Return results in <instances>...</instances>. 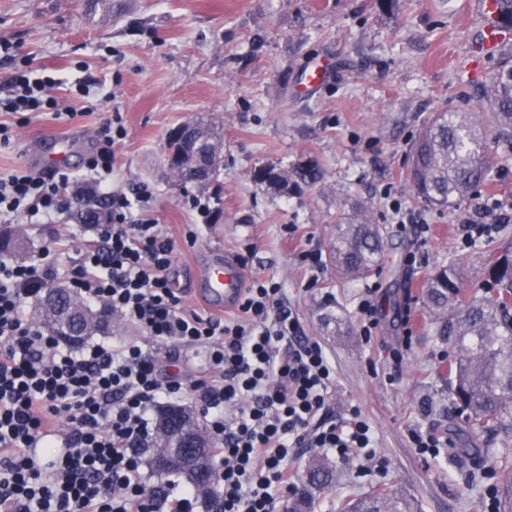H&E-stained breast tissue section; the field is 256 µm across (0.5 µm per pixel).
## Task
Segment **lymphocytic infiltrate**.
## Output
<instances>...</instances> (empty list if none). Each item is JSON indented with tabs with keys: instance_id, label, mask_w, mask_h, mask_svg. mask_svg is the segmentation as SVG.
Returning a JSON list of instances; mask_svg holds the SVG:
<instances>
[{
	"instance_id": "1",
	"label": "lymphocytic infiltrate",
	"mask_w": 512,
	"mask_h": 512,
	"mask_svg": "<svg viewBox=\"0 0 512 512\" xmlns=\"http://www.w3.org/2000/svg\"><path fill=\"white\" fill-rule=\"evenodd\" d=\"M56 84L32 69L17 72L0 108L75 120L76 112L60 110ZM124 135L123 127H100L87 159L112 209L97 241L66 268L52 243L34 262L0 260V512H196L198 505L196 490L175 481L169 492L149 493L141 473L148 413L183 391L182 375L160 369L135 344L61 347L24 312L28 299L58 281L152 341L204 349L193 388L213 440L218 512H277L297 448L356 463L362 477L381 470L357 406L341 422L327 420L335 370L322 344L301 335L279 283L252 280L237 315L224 321L186 306L170 275L172 240L161 225L131 219L128 198L112 189L113 146ZM69 181L63 172L25 169L0 177V219L54 216L67 206Z\"/></svg>"
}]
</instances>
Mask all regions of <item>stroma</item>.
Returning <instances> with one entry per match:
<instances>
[{
	"label": "stroma",
	"mask_w": 512,
	"mask_h": 512,
	"mask_svg": "<svg viewBox=\"0 0 512 512\" xmlns=\"http://www.w3.org/2000/svg\"><path fill=\"white\" fill-rule=\"evenodd\" d=\"M480 0H0V91L27 67L62 77L61 106L85 115L74 124L44 112L25 119L0 112L14 139L0 149V176L40 173L49 138H68L63 169L77 189L98 127L121 115L112 186L132 202L134 217L165 225L175 251L171 276L188 303L201 307L195 280L209 259L231 254L247 278H271L306 336L318 340L335 368L330 414L342 420L359 406L387 461L384 473L356 477L337 464L332 486L314 492L310 512H342L365 493L393 487L419 512H484L488 475L512 476V434H469L448 385L452 351L434 334L424 302L432 272L455 263L465 287L481 281L492 251L512 243V140L498 138L485 89L500 53L481 55ZM327 63L326 83L303 93L304 71ZM89 91L76 90V82ZM468 112L483 122L491 160L476 196L440 209L417 197L407 179L410 146L435 113ZM198 118L224 138V163L206 186L175 183L165 151L171 131ZM317 165L313 188L282 194L255 179L265 166ZM395 199L425 212L422 235L387 219ZM368 208L386 231L379 268L370 277L339 276L329 261L334 226L351 205ZM482 208L491 235L465 240L463 218ZM31 256L50 240L68 242V264L94 229L67 214L34 223L17 216ZM195 242H188L189 231ZM375 287L379 328L371 343L358 333L356 305ZM413 333L398 371L389 356L404 330ZM95 342L136 343L162 367L187 373L202 356L158 344L114 318ZM432 430L449 443L427 460L410 430Z\"/></svg>",
	"instance_id": "obj_1"
}]
</instances>
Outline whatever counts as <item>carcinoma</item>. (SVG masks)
Returning a JSON list of instances; mask_svg holds the SVG:
<instances>
[{"label": "carcinoma", "mask_w": 512, "mask_h": 512, "mask_svg": "<svg viewBox=\"0 0 512 512\" xmlns=\"http://www.w3.org/2000/svg\"><path fill=\"white\" fill-rule=\"evenodd\" d=\"M496 117L498 136L512 140V54L500 61L486 89ZM202 148L208 156L206 175L212 179L222 167L224 141L210 124L199 122ZM408 179L418 197L436 207H446L472 196L486 177L490 159L484 130L468 112H438L421 128L410 149ZM260 181L288 193L302 184L313 185L323 174L310 165L292 169L262 168ZM75 224L97 227L112 222L106 203L94 201L71 214ZM384 248V232L372 223L362 207L339 217L334 228L329 259L347 278L369 277ZM27 238L16 229L0 230V255L24 256ZM486 285L495 294L465 295L457 266L442 265L428 278L425 298L434 314L436 335L455 349L448 366V383L474 432L491 426L512 433V251L489 260ZM40 324L48 333L69 343L109 329L112 313L95 310L68 288L53 287L40 298ZM336 481V468L322 457L309 462L299 506L309 504L312 491ZM345 512H416L414 502L395 489L373 491L345 505Z\"/></svg>", "instance_id": "1"}]
</instances>
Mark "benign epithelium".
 I'll return each instance as SVG.
<instances>
[{"label":"benign epithelium","instance_id":"1","mask_svg":"<svg viewBox=\"0 0 512 512\" xmlns=\"http://www.w3.org/2000/svg\"><path fill=\"white\" fill-rule=\"evenodd\" d=\"M162 438L173 440V445L161 448L155 459L159 469L200 472L205 467L204 439L193 428L187 413L177 408L160 425Z\"/></svg>","mask_w":512,"mask_h":512}]
</instances>
